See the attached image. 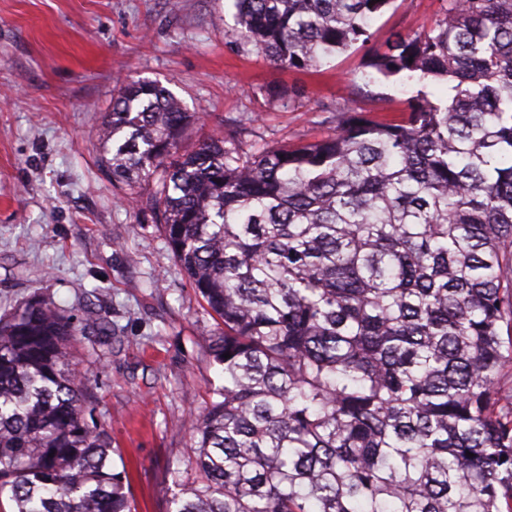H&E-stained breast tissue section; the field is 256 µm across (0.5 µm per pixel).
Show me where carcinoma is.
Here are the masks:
<instances>
[{
  "label": "carcinoma",
  "instance_id": "1",
  "mask_svg": "<svg viewBox=\"0 0 512 512\" xmlns=\"http://www.w3.org/2000/svg\"><path fill=\"white\" fill-rule=\"evenodd\" d=\"M392 3L235 0L226 35L317 69ZM365 66L438 94L247 156L181 151L201 113L114 88L102 163L221 325L168 512H512V0H448ZM107 330L45 298L0 316V512H132L70 353Z\"/></svg>",
  "mask_w": 512,
  "mask_h": 512
}]
</instances>
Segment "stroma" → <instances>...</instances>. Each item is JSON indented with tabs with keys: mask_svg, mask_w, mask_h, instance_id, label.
<instances>
[{
	"mask_svg": "<svg viewBox=\"0 0 512 512\" xmlns=\"http://www.w3.org/2000/svg\"><path fill=\"white\" fill-rule=\"evenodd\" d=\"M0 0V314L32 297L106 321L79 337L74 368L96 396L126 469L136 512H167L190 483L200 412L220 366L207 352L216 320L190 288L159 225L133 210L101 162L117 77L162 84L204 125L183 150L240 130L247 152L317 141L343 111L393 119L416 86L363 66L395 33L442 18L445 0H395L365 46L319 70L279 69L229 42L234 0Z\"/></svg>",
	"mask_w": 512,
	"mask_h": 512,
	"instance_id": "35a3bbf8",
	"label": "stroma"
}]
</instances>
